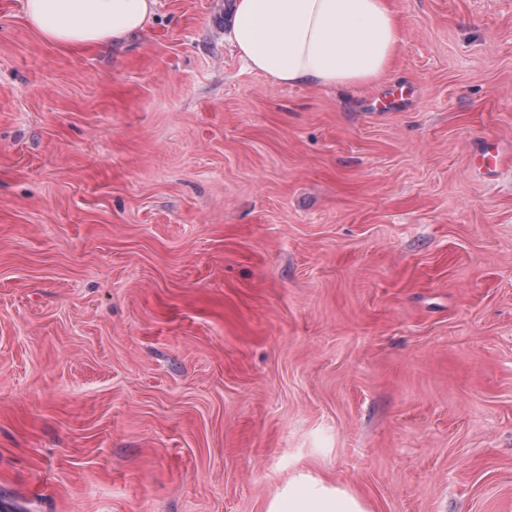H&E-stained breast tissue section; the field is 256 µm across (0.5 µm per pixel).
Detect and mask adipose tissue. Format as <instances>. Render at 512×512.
<instances>
[{"mask_svg":"<svg viewBox=\"0 0 512 512\" xmlns=\"http://www.w3.org/2000/svg\"><path fill=\"white\" fill-rule=\"evenodd\" d=\"M156 0H24L47 43L79 51L147 29ZM246 67L281 84L359 88L378 82L402 37L390 0H234L227 35ZM265 512H373L359 494L308 474L294 477Z\"/></svg>","mask_w":512,"mask_h":512,"instance_id":"adipose-tissue-1","label":"adipose tissue"}]
</instances>
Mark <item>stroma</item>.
Listing matches in <instances>:
<instances>
[{"label": "stroma", "instance_id": "1", "mask_svg": "<svg viewBox=\"0 0 512 512\" xmlns=\"http://www.w3.org/2000/svg\"><path fill=\"white\" fill-rule=\"evenodd\" d=\"M227 2L67 51L0 0V512H512V0H393L355 89ZM265 512H373V508L348 487L301 473L267 503Z\"/></svg>", "mask_w": 512, "mask_h": 512}]
</instances>
